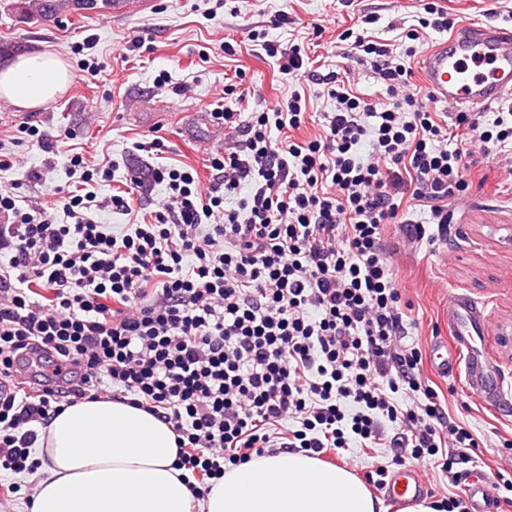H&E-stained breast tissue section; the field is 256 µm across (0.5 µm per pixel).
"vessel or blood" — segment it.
Returning <instances> with one entry per match:
<instances>
[{"label":"vessel or blood","mask_w":512,"mask_h":512,"mask_svg":"<svg viewBox=\"0 0 512 512\" xmlns=\"http://www.w3.org/2000/svg\"><path fill=\"white\" fill-rule=\"evenodd\" d=\"M420 76L429 99L452 109H485L512 99V26L462 24L423 53ZM487 338L484 309L465 295L449 293L448 336L430 345L428 358L440 374L465 369L475 394L484 404L496 407L507 401L508 395L496 379ZM427 490L419 470L406 468L392 473L384 495L401 503ZM465 491L472 512H495L490 478L469 480Z\"/></svg>","instance_id":"b4317fda"}]
</instances>
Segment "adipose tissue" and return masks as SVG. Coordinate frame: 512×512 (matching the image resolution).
I'll return each instance as SVG.
<instances>
[{
	"mask_svg": "<svg viewBox=\"0 0 512 512\" xmlns=\"http://www.w3.org/2000/svg\"><path fill=\"white\" fill-rule=\"evenodd\" d=\"M55 54L33 52L0 65V99L46 105L72 81ZM45 478L30 512H383L367 486L340 465L282 451L238 465L196 500L174 464L168 424L113 401H81L39 437Z\"/></svg>",
	"mask_w": 512,
	"mask_h": 512,
	"instance_id": "obj_1",
	"label": "adipose tissue"
}]
</instances>
